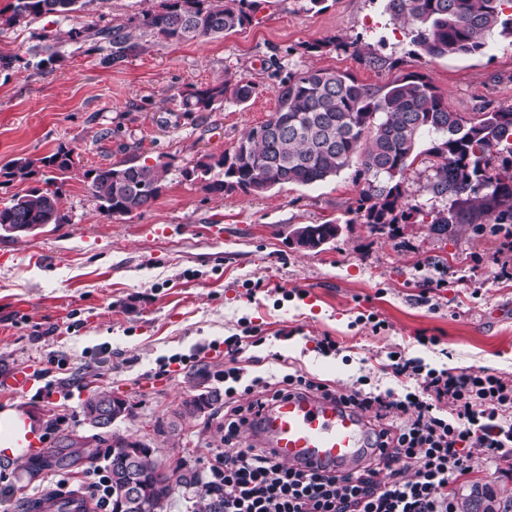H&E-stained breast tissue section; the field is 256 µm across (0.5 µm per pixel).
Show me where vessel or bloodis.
<instances>
[{
    "label": "vessel or blood",
    "mask_w": 512,
    "mask_h": 512,
    "mask_svg": "<svg viewBox=\"0 0 512 512\" xmlns=\"http://www.w3.org/2000/svg\"><path fill=\"white\" fill-rule=\"evenodd\" d=\"M254 435L288 465L349 471L372 453L369 417L314 394L271 403Z\"/></svg>",
    "instance_id": "1"
}]
</instances>
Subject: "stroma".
<instances>
[{
    "label": "stroma",
    "instance_id": "1",
    "mask_svg": "<svg viewBox=\"0 0 512 512\" xmlns=\"http://www.w3.org/2000/svg\"><path fill=\"white\" fill-rule=\"evenodd\" d=\"M159 7L160 0H87L66 16L0 28V55L13 59L0 69V166L62 144L75 161L61 187L65 223L0 236V374L33 375L23 394L0 386V405L59 420L58 430H38L42 447L53 448L63 434L92 435L81 404L107 390L134 405L116 430L145 438L162 462L177 454L202 470L224 447L223 404L181 421L170 437L154 432L195 394L192 374L202 365L208 387L219 391L230 364L249 378L277 376L284 358L339 392L366 374L400 396L408 381L386 369L391 350L454 373L512 376V250L503 234L461 224L439 236L420 213L380 232L351 223L362 185L350 169L259 195H213L183 174L202 154L232 151L267 119L291 71L327 69L371 87L419 74L469 117L510 106L512 38L495 34L484 53L429 59L414 53L384 0H328L321 11L309 0H258L244 28L172 43L142 25ZM89 24L124 27L136 50L109 64V44L62 40L52 62L40 65L46 37ZM331 37L348 49L306 52ZM227 77L253 83V97L202 112L187 106L186 94ZM132 156L169 163L165 187L148 209L105 215L81 173ZM327 221L341 231L323 251L288 238L293 227ZM371 315L386 321L385 331L372 334ZM247 326L259 343L230 358L225 338ZM423 334L437 344H420ZM326 335L340 354L318 349ZM32 457L0 461V512H27L55 486L93 480L87 464L31 471ZM477 484L492 488L501 512L512 502V457L463 477L452 487L456 499Z\"/></svg>",
    "mask_w": 512,
    "mask_h": 512
}]
</instances>
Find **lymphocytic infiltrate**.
I'll return each instance as SVG.
<instances>
[{"mask_svg": "<svg viewBox=\"0 0 512 512\" xmlns=\"http://www.w3.org/2000/svg\"><path fill=\"white\" fill-rule=\"evenodd\" d=\"M395 377L415 381L404 396L378 393L359 376L339 394L300 373L245 385L247 405H225L224 445L208 461L221 488L218 512H457L450 487L476 466L512 455V378L484 370L452 373L388 352ZM309 392L374 414L376 452L358 469L305 471L284 465L267 448L243 446L241 429L268 404ZM452 404L455 418L437 414Z\"/></svg>", "mask_w": 512, "mask_h": 512, "instance_id": "obj_1", "label": "lymphocytic infiltrate"}]
</instances>
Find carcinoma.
<instances>
[{
    "label": "carcinoma",
    "instance_id": "cac0c4a2",
    "mask_svg": "<svg viewBox=\"0 0 512 512\" xmlns=\"http://www.w3.org/2000/svg\"><path fill=\"white\" fill-rule=\"evenodd\" d=\"M79 0H14L10 14L0 11V27H12L47 14L78 10ZM254 0H164L160 9L146 12L142 25L164 40H203L232 33L252 21ZM392 20L407 30L415 53L430 59L475 55L484 52L494 31L512 36V0H385ZM70 39L96 37L111 45L106 57L118 62L134 51L132 35L120 28L84 26L57 35ZM255 86L242 79L224 80L189 94L198 110L232 99L243 103ZM512 137V105L476 118L455 111L420 75H405L383 88L358 83L348 74L326 69L288 73L280 81L278 108L261 124L250 128L232 152L205 154L184 169L214 195L240 191L246 195L283 185L309 186L355 167L354 177L364 183L352 212L376 231L410 217L402 178L415 159L429 157L427 191L449 201L448 207L430 210L432 230L451 235L458 224H512V158L502 170L488 172L491 149ZM429 147L419 150L422 141ZM74 150L59 146L38 160L18 158L0 167L3 183L33 179L37 170L54 173L48 187H33L0 202V231L18 225L63 224L60 191L51 189L57 176L74 169ZM169 163H140L128 158L105 166L87 168L82 178L99 209L108 216H127L150 207L165 187ZM318 240L336 238V223L307 224ZM221 398L206 388L184 400L167 421L156 425L159 435L171 436L185 418L197 417ZM119 419L132 416L133 404L110 391L95 390L82 403L85 423L98 433L82 443L84 459L104 462L107 498L111 512L130 500L132 481L150 492L127 512H166L177 482L185 489L201 488L196 512H216L218 491L209 489L201 471L187 459L175 458L166 465L155 449L143 447L128 459L130 436L112 430V411ZM68 454L50 448L30 461V468L64 466ZM81 489H52L29 505L28 512H82L76 508ZM494 498L487 488H474L462 512H491Z\"/></svg>",
    "mask_w": 512,
    "mask_h": 512
}]
</instances>
